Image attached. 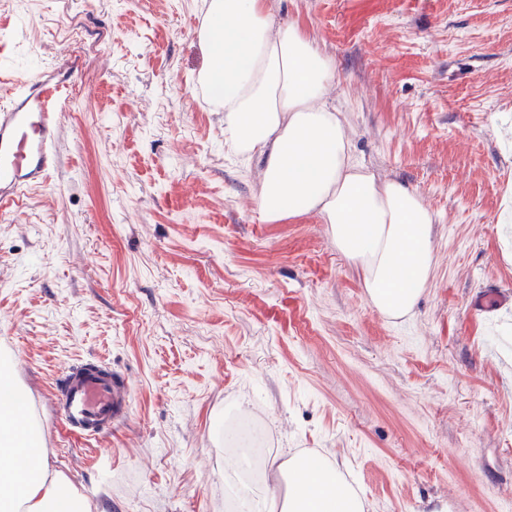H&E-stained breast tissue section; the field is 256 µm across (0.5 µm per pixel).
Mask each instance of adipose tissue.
Listing matches in <instances>:
<instances>
[{"instance_id":"1","label":"adipose tissue","mask_w":512,"mask_h":512,"mask_svg":"<svg viewBox=\"0 0 512 512\" xmlns=\"http://www.w3.org/2000/svg\"><path fill=\"white\" fill-rule=\"evenodd\" d=\"M197 82L224 115L225 143L262 165L257 197L266 221L317 214L363 276L370 304L399 319L431 278L432 215L405 183L377 179L354 160L326 93L336 67L298 24L274 25L266 0H207L197 32ZM280 512H362L336 494L327 459L296 456ZM0 512H92L50 463L40 417L0 346Z\"/></svg>"}]
</instances>
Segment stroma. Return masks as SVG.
<instances>
[{
  "label": "stroma",
  "mask_w": 512,
  "mask_h": 512,
  "mask_svg": "<svg viewBox=\"0 0 512 512\" xmlns=\"http://www.w3.org/2000/svg\"><path fill=\"white\" fill-rule=\"evenodd\" d=\"M330 57L356 161L434 218L432 277L390 319L318 215L267 222L194 91L204 0H0V98L74 55L45 181L0 211V345L51 460L100 512H224L217 420L322 455L363 512H512V0H267ZM132 385L91 439L68 368Z\"/></svg>",
  "instance_id": "35a3bbf8"
}]
</instances>
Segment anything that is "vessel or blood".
Masks as SVG:
<instances>
[{
  "mask_svg": "<svg viewBox=\"0 0 512 512\" xmlns=\"http://www.w3.org/2000/svg\"><path fill=\"white\" fill-rule=\"evenodd\" d=\"M73 76L64 63L15 87L0 106V205L42 183L55 158L61 96ZM57 413L84 435L98 436L128 416L130 388L121 376L81 365L60 386Z\"/></svg>",
  "mask_w": 512,
  "mask_h": 512,
  "instance_id": "b4317fda",
  "label": "vessel or blood"
}]
</instances>
